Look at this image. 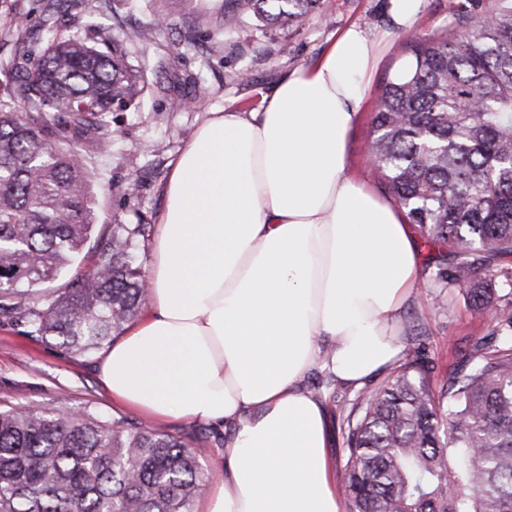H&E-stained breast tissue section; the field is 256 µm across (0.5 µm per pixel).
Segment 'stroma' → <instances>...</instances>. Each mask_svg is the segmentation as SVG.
I'll return each mask as SVG.
<instances>
[{
    "label": "stroma",
    "mask_w": 512,
    "mask_h": 512,
    "mask_svg": "<svg viewBox=\"0 0 512 512\" xmlns=\"http://www.w3.org/2000/svg\"><path fill=\"white\" fill-rule=\"evenodd\" d=\"M47 0H0V95L6 93L8 69L21 44L45 41ZM232 0H86L111 34L142 25L154 28L146 51L130 48L129 62L145 60L147 82L142 98L127 111L112 113V146L99 151L80 134L69 142L94 174V191L102 203L98 223L86 249L96 253L97 240L113 225L155 226L164 208L168 179L178 157L210 113L231 107L250 111L271 94L282 77L298 66L316 63L332 41L350 25L382 42L358 124L348 149L354 171L382 187L366 146L373 134V117L383 79L404 57L406 32L393 28L389 0H323L322 12H311L292 27L266 25L252 12H241L228 27L224 14ZM138 179L137 194L127 192ZM512 313V301L501 298L493 312L476 314L464 289L424 288L403 316L400 342L404 353L422 350L434 365L433 381L441 383L450 365L462 361L476 341L492 342L501 316ZM422 320L414 335L413 320ZM98 355L80 356L28 334L26 326L0 318V406L51 403L63 410L92 411L109 420L123 416L97 379ZM303 384L324 397L333 429L329 450L334 467H341L344 438L342 418L357 390L332 381L322 368L312 369ZM158 429L203 443L202 470L217 481L224 470L223 427L170 419Z\"/></svg>",
    "instance_id": "obj_1"
}]
</instances>
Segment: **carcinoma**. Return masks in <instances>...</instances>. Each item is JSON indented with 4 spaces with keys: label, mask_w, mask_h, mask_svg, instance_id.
<instances>
[{
    "label": "carcinoma",
    "mask_w": 512,
    "mask_h": 512,
    "mask_svg": "<svg viewBox=\"0 0 512 512\" xmlns=\"http://www.w3.org/2000/svg\"><path fill=\"white\" fill-rule=\"evenodd\" d=\"M239 2L279 26L323 5ZM72 6L52 0L48 29ZM150 38L149 28L114 37L89 16L83 33L15 56L0 99V316L78 355L104 350L138 316L147 289L134 236L145 228L115 225L84 262L93 174L66 132L108 148L113 104L128 108L145 89L127 49ZM405 53L380 88L370 150L431 248L433 282L464 289L481 313L497 288L512 295V0L481 12L462 3ZM432 370L409 354L356 396L343 421L347 512H512V347L476 342L438 388ZM201 452L126 416L0 409V512H193L207 482Z\"/></svg>",
    "instance_id": "cac0c4a2"
}]
</instances>
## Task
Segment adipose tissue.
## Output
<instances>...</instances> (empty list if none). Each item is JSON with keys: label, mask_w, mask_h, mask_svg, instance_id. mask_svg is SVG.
Masks as SVG:
<instances>
[{"label": "adipose tissue", "mask_w": 512, "mask_h": 512, "mask_svg": "<svg viewBox=\"0 0 512 512\" xmlns=\"http://www.w3.org/2000/svg\"><path fill=\"white\" fill-rule=\"evenodd\" d=\"M380 48L349 27L258 109L214 113L172 169L146 310L97 374L140 414L228 427L200 512H344L303 380L395 364L422 271L416 226L348 157Z\"/></svg>", "instance_id": "adipose-tissue-1"}]
</instances>
